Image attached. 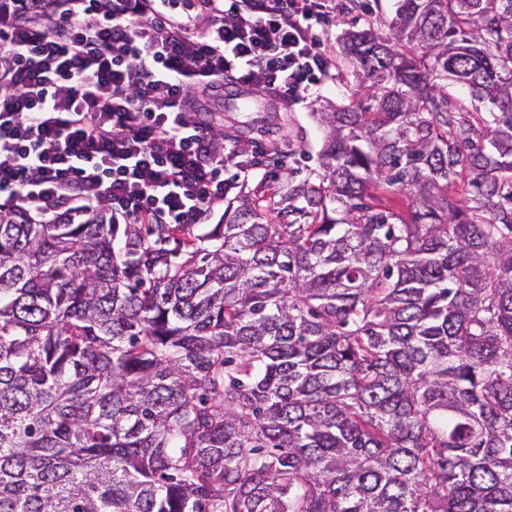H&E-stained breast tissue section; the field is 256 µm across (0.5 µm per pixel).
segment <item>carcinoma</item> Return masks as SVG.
I'll return each mask as SVG.
<instances>
[{"label": "carcinoma", "instance_id": "cac0c4a2", "mask_svg": "<svg viewBox=\"0 0 512 512\" xmlns=\"http://www.w3.org/2000/svg\"><path fill=\"white\" fill-rule=\"evenodd\" d=\"M339 42L319 169L231 128L222 224L0 206V512H512V0Z\"/></svg>", "mask_w": 512, "mask_h": 512}]
</instances>
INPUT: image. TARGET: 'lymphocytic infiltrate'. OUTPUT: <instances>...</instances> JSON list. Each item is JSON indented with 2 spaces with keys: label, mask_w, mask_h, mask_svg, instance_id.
<instances>
[{
  "label": "lymphocytic infiltrate",
  "mask_w": 512,
  "mask_h": 512,
  "mask_svg": "<svg viewBox=\"0 0 512 512\" xmlns=\"http://www.w3.org/2000/svg\"><path fill=\"white\" fill-rule=\"evenodd\" d=\"M325 0H56L0 29V195L40 223L106 204L128 224H207L229 150L225 80L300 103L327 77Z\"/></svg>",
  "instance_id": "obj_1"
}]
</instances>
